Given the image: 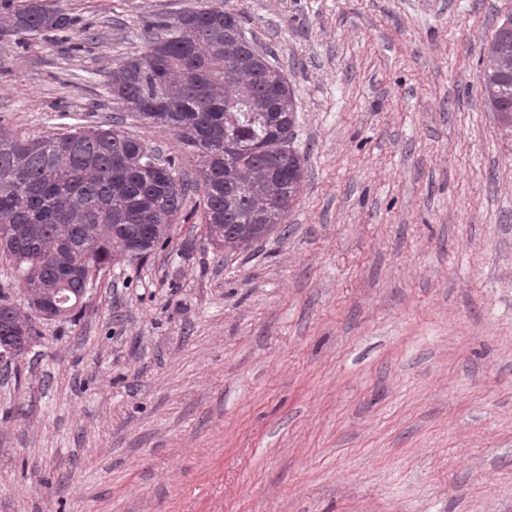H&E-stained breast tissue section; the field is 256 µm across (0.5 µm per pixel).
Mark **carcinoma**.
I'll return each mask as SVG.
<instances>
[{
  "label": "carcinoma",
  "mask_w": 512,
  "mask_h": 512,
  "mask_svg": "<svg viewBox=\"0 0 512 512\" xmlns=\"http://www.w3.org/2000/svg\"><path fill=\"white\" fill-rule=\"evenodd\" d=\"M10 34L53 40L76 18L48 0H4ZM141 53L108 72L106 87L123 111L167 127L198 162L193 180L149 166L155 151L114 128L70 126L46 136L0 132V265L21 292L77 299L89 279L141 240L166 243L189 193H201L205 238L244 251L284 223L298 199L304 160L284 132L296 128L298 102L270 48L246 36L242 13L222 5L145 27ZM479 75L486 104L512 131V29H497ZM39 336L0 290V339L22 358Z\"/></svg>",
  "instance_id": "carcinoma-1"
}]
</instances>
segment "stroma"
Here are the masks:
<instances>
[{
    "instance_id": "35a3bbf8",
    "label": "stroma",
    "mask_w": 512,
    "mask_h": 512,
    "mask_svg": "<svg viewBox=\"0 0 512 512\" xmlns=\"http://www.w3.org/2000/svg\"><path fill=\"white\" fill-rule=\"evenodd\" d=\"M216 1L0 30V128L115 125L194 178L103 74ZM220 1L299 102L288 229L224 253L192 195L0 362V512H512V132L478 82L512 0Z\"/></svg>"
}]
</instances>
